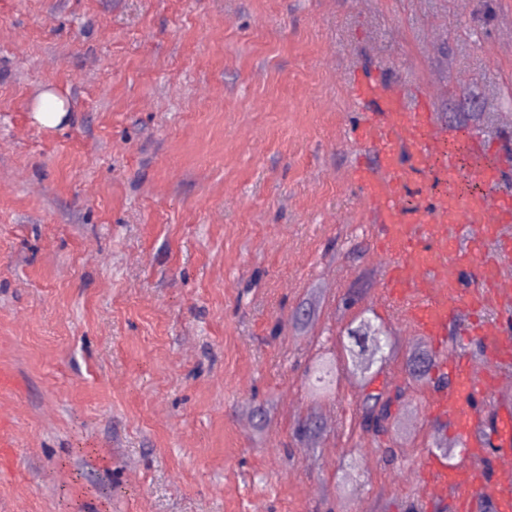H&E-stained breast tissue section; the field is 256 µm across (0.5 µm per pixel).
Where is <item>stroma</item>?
Wrapping results in <instances>:
<instances>
[{
	"label": "stroma",
	"instance_id": "1",
	"mask_svg": "<svg viewBox=\"0 0 512 512\" xmlns=\"http://www.w3.org/2000/svg\"><path fill=\"white\" fill-rule=\"evenodd\" d=\"M360 74L500 141L512 0H0V512H405L438 427L351 178ZM364 318L408 388L378 438L345 365L306 376ZM312 392L315 396H325L331 392L336 375V360L321 356L312 365Z\"/></svg>",
	"mask_w": 512,
	"mask_h": 512
}]
</instances>
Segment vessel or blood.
<instances>
[{
	"mask_svg": "<svg viewBox=\"0 0 512 512\" xmlns=\"http://www.w3.org/2000/svg\"><path fill=\"white\" fill-rule=\"evenodd\" d=\"M351 94L363 106L353 131L373 147L375 165L353 173L378 224L391 259L387 286L404 305L412 332L433 350L431 413L466 453L457 463L427 455L421 465L428 493L453 496L460 512L477 499L495 512H512V418L484 432L480 400L500 392V364L512 362V194L499 191L502 168L478 136L468 163L451 144L453 129L438 126L427 102L372 80H353ZM475 190L459 194L460 178ZM468 314L466 334L479 337L486 357L476 362L463 346H444L448 325Z\"/></svg>",
	"mask_w": 512,
	"mask_h": 512,
	"instance_id": "vessel-or-blood-1",
	"label": "vessel or blood"
}]
</instances>
